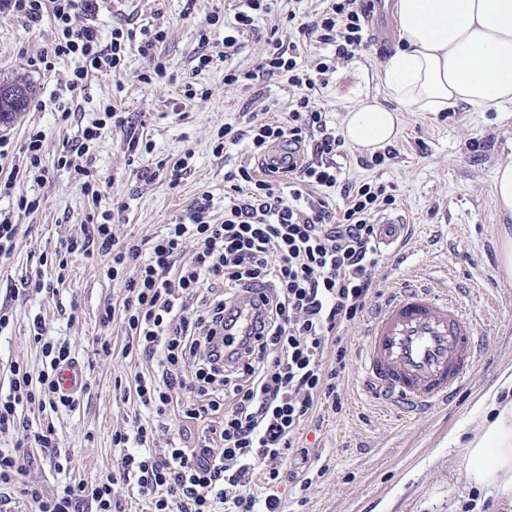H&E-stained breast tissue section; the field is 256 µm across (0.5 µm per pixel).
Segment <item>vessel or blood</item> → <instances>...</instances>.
<instances>
[{
	"label": "vessel or blood",
	"instance_id": "vessel-or-blood-1",
	"mask_svg": "<svg viewBox=\"0 0 512 512\" xmlns=\"http://www.w3.org/2000/svg\"><path fill=\"white\" fill-rule=\"evenodd\" d=\"M483 333L463 294L415 276L367 323L360 345L364 390L402 413L447 402L477 366Z\"/></svg>",
	"mask_w": 512,
	"mask_h": 512
}]
</instances>
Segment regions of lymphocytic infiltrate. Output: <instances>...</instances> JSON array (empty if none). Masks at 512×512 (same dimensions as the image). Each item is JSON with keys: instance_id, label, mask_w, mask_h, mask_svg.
<instances>
[{"instance_id": "1", "label": "lymphocytic infiltrate", "mask_w": 512, "mask_h": 512, "mask_svg": "<svg viewBox=\"0 0 512 512\" xmlns=\"http://www.w3.org/2000/svg\"><path fill=\"white\" fill-rule=\"evenodd\" d=\"M96 0H0V14L26 25L54 19L48 47L31 67L54 71L61 60L72 69L65 89L90 72H119L131 36L114 29L109 43L80 18ZM366 0H325L298 27L300 39L327 47L310 64L298 61V41L272 37L251 71L228 70L224 84L253 85L279 77L293 91L292 108L276 121L249 112L241 128L217 134L216 153L244 146L261 162L235 164L224 172V219L216 221L208 199L190 205L187 221L164 225L151 238H119L111 214L62 239L53 278L44 271L21 281L23 295L55 294L73 254L107 257L105 274L123 291L106 303L102 325L119 322L127 338L122 356L131 368L122 401L133 402L130 428L113 432L119 448L115 469L93 482L73 479L47 493L31 477V449L53 454V424L34 425L31 412L55 414L80 408L90 392L59 388L58 371L74 364L68 341L50 334L42 315L29 325L42 366L8 367L9 391L0 396V435L14 437L13 451L0 450V487L14 486L36 512H119L115 484L126 485L148 512H280L279 487L295 440L318 407L342 409L337 380L347 367L341 333L359 319L378 293L381 227L375 217L395 199L383 184L343 183L333 163L343 146L315 100L336 66L367 47ZM128 124L115 107L63 144L58 165L71 169L84 195L99 194L90 169L78 164L102 130ZM285 143V154H271ZM340 188L343 203L331 207L319 193ZM259 292L260 313L244 327L238 304ZM198 427L197 445L157 451L172 421Z\"/></svg>"}]
</instances>
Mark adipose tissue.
Wrapping results in <instances>:
<instances>
[{
	"instance_id": "1",
	"label": "adipose tissue",
	"mask_w": 512,
	"mask_h": 512,
	"mask_svg": "<svg viewBox=\"0 0 512 512\" xmlns=\"http://www.w3.org/2000/svg\"><path fill=\"white\" fill-rule=\"evenodd\" d=\"M392 9L400 44L381 64L384 102L363 99L356 81L340 93L348 142L386 147L402 112L512 105V0H394ZM473 411L480 431L465 444L468 478L512 500V399L492 392Z\"/></svg>"
}]
</instances>
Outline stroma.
Masks as SVG:
<instances>
[{
  "mask_svg": "<svg viewBox=\"0 0 512 512\" xmlns=\"http://www.w3.org/2000/svg\"><path fill=\"white\" fill-rule=\"evenodd\" d=\"M238 5V0H98L89 23L102 43L110 42L116 28L161 29L167 37L157 44L154 56L130 48L123 70L89 74L82 86L70 92L59 86L72 68L70 61H59L50 73L29 64L50 43L52 23L46 20L29 27L15 17L0 16V83L22 81L35 91L17 121L0 124V137L10 138L12 146L8 156L0 157V173L16 171V195L41 200L37 212L25 215L15 212L14 198L0 197V211L13 213L21 228L14 255L0 262V301L31 270L40 267L53 274L60 239L79 233L93 214L119 212L117 236L149 237L162 225L185 221L188 206L206 194L215 217H223L224 158L214 152L218 129L237 125L248 106L258 112L264 104H272L268 119H280L293 95L287 85L268 78L263 82L264 97L257 101L245 88L225 87L224 72L255 68L271 33L296 38L289 14L310 19L320 0H276L272 12L261 15L245 32L240 51L224 60L220 42ZM382 20L390 31L386 44H370L339 64L315 100L332 129L342 127L344 112L337 95L351 74L364 76L362 90L369 99L383 98L380 65L399 38L392 10H385ZM204 33L210 42L203 47L199 39ZM199 50L215 57L200 72L192 61ZM157 56L167 61L171 79L144 83L142 76ZM188 87L194 97L185 96ZM61 104L72 110L65 123L57 117ZM109 105L136 122L152 151L131 158L124 131L104 128L88 152L100 189L92 202L72 171L58 167L57 159L63 143L75 141L81 128L101 117ZM32 129L45 136L43 163L49 178L40 185L17 172L18 149ZM472 138L484 141V149H470ZM393 147L394 155L378 166L370 165V152L348 143L336 158L350 184L382 183L396 197L387 215L402 221V241L383 251L376 272L380 291L389 293L419 273L446 280L452 289H469L471 310L488 325L484 351L451 401L402 414L382 409L362 391L357 348L365 322L360 319L345 328L351 354L338 379L343 407L306 423L301 436L325 470L308 490L288 482L281 485L282 508L284 512H512V504L494 488L469 483L465 451L454 441L458 435L472 436L475 397L512 368V276L505 274L499 259L503 219L494 200V171L512 160V107L402 113ZM188 151L193 154L191 170L179 191L170 190L161 177L149 183L139 178L140 169L161 159L175 162ZM104 264L96 255L72 256L56 295L15 298L14 320L0 330L1 390L8 387L9 363L39 364V352L29 338V320L38 312L51 323L55 335L69 340L79 362L91 364L86 371L90 395L83 407L52 418L56 464L40 459L39 449L31 451L37 459L33 476L48 492L74 478L90 482L111 472L120 454L112 446V434L130 427L134 418L132 403L121 400L117 387L130 374L120 355L125 339L118 327L106 329L99 322L104 304L121 293L120 283L104 276ZM103 335L109 336L114 355H93L94 341Z\"/></svg>",
  "mask_w": 512,
  "mask_h": 512,
  "instance_id": "1",
  "label": "stroma"
}]
</instances>
